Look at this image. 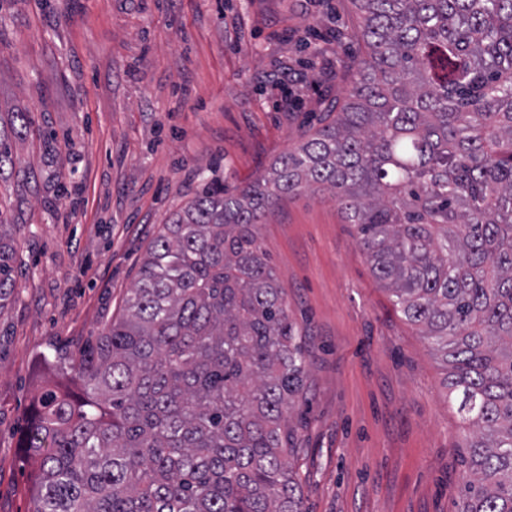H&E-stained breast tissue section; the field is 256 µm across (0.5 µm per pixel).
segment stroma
Segmentation results:
<instances>
[{
	"instance_id": "1",
	"label": "stroma",
	"mask_w": 512,
	"mask_h": 512,
	"mask_svg": "<svg viewBox=\"0 0 512 512\" xmlns=\"http://www.w3.org/2000/svg\"><path fill=\"white\" fill-rule=\"evenodd\" d=\"M353 0H0V216L16 289L0 314V512H32L20 446L54 354L119 319L162 224L245 185L320 126L364 51ZM306 341L291 412L303 512H459L466 436L445 370L395 308L329 194L257 227Z\"/></svg>"
}]
</instances>
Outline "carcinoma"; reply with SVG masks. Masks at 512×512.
I'll list each match as a JSON object with an SVG mask.
<instances>
[{
    "label": "carcinoma",
    "mask_w": 512,
    "mask_h": 512,
    "mask_svg": "<svg viewBox=\"0 0 512 512\" xmlns=\"http://www.w3.org/2000/svg\"><path fill=\"white\" fill-rule=\"evenodd\" d=\"M365 55L336 118L254 182L163 225L122 316L44 386L33 512H303L286 418L307 383L257 224L327 190L446 365L471 428L460 512H512V0H355ZM0 126V178L14 166ZM0 218V313L15 292Z\"/></svg>",
    "instance_id": "1"
}]
</instances>
